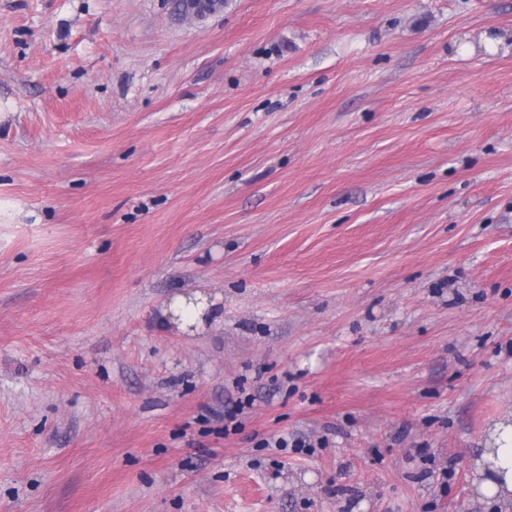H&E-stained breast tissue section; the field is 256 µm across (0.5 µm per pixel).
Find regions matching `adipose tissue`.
<instances>
[{
    "instance_id": "ef3b65f1",
    "label": "adipose tissue",
    "mask_w": 512,
    "mask_h": 512,
    "mask_svg": "<svg viewBox=\"0 0 512 512\" xmlns=\"http://www.w3.org/2000/svg\"><path fill=\"white\" fill-rule=\"evenodd\" d=\"M477 491L501 504H512V419L494 424L488 448L477 462Z\"/></svg>"
}]
</instances>
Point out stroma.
<instances>
[{"mask_svg":"<svg viewBox=\"0 0 512 512\" xmlns=\"http://www.w3.org/2000/svg\"><path fill=\"white\" fill-rule=\"evenodd\" d=\"M510 413L512 0H0V512H503ZM211 308L205 297L201 294L196 296H180L177 297L171 306V312L182 322V326L190 330L191 327L199 329L203 323L205 313ZM490 431L489 447L477 461L481 477L477 491L488 499L512 505V419L504 418Z\"/></svg>","mask_w":512,"mask_h":512,"instance_id":"1","label":"stroma"}]
</instances>
